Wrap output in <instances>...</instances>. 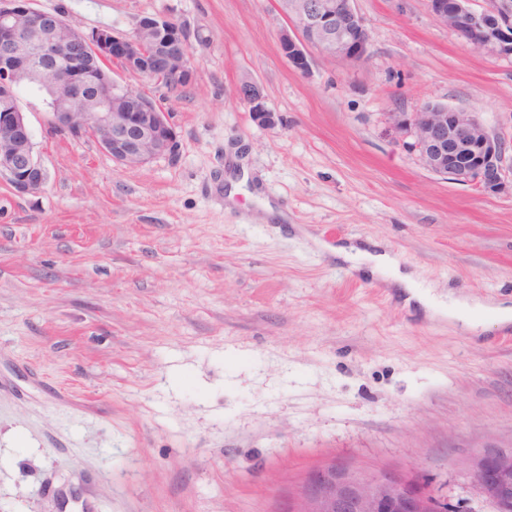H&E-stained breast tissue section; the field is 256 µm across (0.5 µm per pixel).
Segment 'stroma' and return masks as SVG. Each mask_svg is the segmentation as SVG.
Returning <instances> with one entry per match:
<instances>
[{
    "instance_id": "35a3bbf8",
    "label": "stroma",
    "mask_w": 512,
    "mask_h": 512,
    "mask_svg": "<svg viewBox=\"0 0 512 512\" xmlns=\"http://www.w3.org/2000/svg\"><path fill=\"white\" fill-rule=\"evenodd\" d=\"M88 31L191 30L187 84L113 66L168 112L174 157L128 168L19 101L48 175L0 179V512H286L329 462L488 512L475 461L512 450V194L428 169L389 115L479 113L512 149V56L428 0H354L369 59L283 56L275 0H32ZM257 84L279 122L243 100ZM241 181L226 203L228 179ZM282 219L259 222L263 205ZM379 246L473 304L429 315L337 260Z\"/></svg>"
}]
</instances>
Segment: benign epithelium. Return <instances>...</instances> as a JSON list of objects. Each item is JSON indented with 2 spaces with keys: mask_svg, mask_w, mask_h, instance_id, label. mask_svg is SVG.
Instances as JSON below:
<instances>
[{
  "mask_svg": "<svg viewBox=\"0 0 512 512\" xmlns=\"http://www.w3.org/2000/svg\"><path fill=\"white\" fill-rule=\"evenodd\" d=\"M429 0L433 18L493 56H512V0ZM286 26L280 49L291 66L305 73L311 53L352 64L369 58V34L353 0H276ZM188 27L167 16L140 18L124 37L111 29L84 32L59 15L39 11L31 0H0V177L21 195L43 191L47 171L19 105V90L49 92L54 131L73 138L88 135L113 161L142 167L175 154L177 133L166 112L131 87L112 78V62L130 74L163 75L172 57L187 58ZM243 96L258 124L274 127L276 113L264 104L260 88ZM394 137H412L410 147L432 171L498 194L512 188V155L504 137L476 112L427 104L390 115ZM476 496L492 512H512V451L486 455L471 473ZM289 512H476L448 503L406 482L396 472L365 475L331 462L312 472L293 498Z\"/></svg>",
  "mask_w": 512,
  "mask_h": 512,
  "instance_id": "1",
  "label": "benign epithelium"
}]
</instances>
